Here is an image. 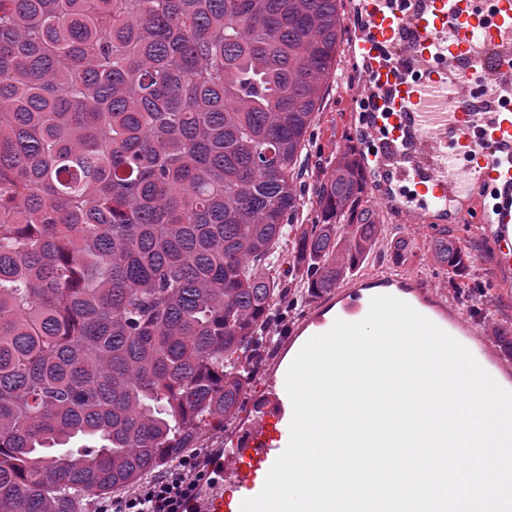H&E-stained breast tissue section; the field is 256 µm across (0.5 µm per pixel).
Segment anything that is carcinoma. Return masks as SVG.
Wrapping results in <instances>:
<instances>
[{"label":"carcinoma","mask_w":512,"mask_h":512,"mask_svg":"<svg viewBox=\"0 0 512 512\" xmlns=\"http://www.w3.org/2000/svg\"><path fill=\"white\" fill-rule=\"evenodd\" d=\"M340 2L0 0V512H90L196 448L278 308L370 254L347 153L295 222Z\"/></svg>","instance_id":"1"}]
</instances>
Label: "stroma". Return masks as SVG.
I'll return each instance as SVG.
<instances>
[{"label":"stroma","mask_w":512,"mask_h":512,"mask_svg":"<svg viewBox=\"0 0 512 512\" xmlns=\"http://www.w3.org/2000/svg\"><path fill=\"white\" fill-rule=\"evenodd\" d=\"M359 0H342L339 11L348 37L339 47L336 74L330 80L319 117L310 131L309 144L303 152L304 184H313L320 174L329 172L338 153L352 152L363 168L364 192L361 205L374 212L381 230L378 241L361 268L362 273L378 272L416 276L455 299L453 285L463 291H475L473 301L461 304V311L483 330L492 323L512 322V301L503 298L504 289H512V272L500 271L495 259V245L481 222L480 207L472 202L461 206L458 216H423L416 224L408 223L404 212L385 204L378 178L367 158V134L358 120L364 106L361 92L365 85V65L351 49L359 27L356 6ZM448 228L458 244L472 258L464 276L449 284L445 266L431 254V240L438 228Z\"/></svg>","instance_id":"1"}]
</instances>
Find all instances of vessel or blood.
I'll return each instance as SVG.
<instances>
[{"label": "vessel or blood", "instance_id": "vessel-or-blood-1", "mask_svg": "<svg viewBox=\"0 0 512 512\" xmlns=\"http://www.w3.org/2000/svg\"><path fill=\"white\" fill-rule=\"evenodd\" d=\"M364 33L357 48L370 64L367 109L388 126L374 156L380 172L414 179L421 210L442 212L472 186L496 197L485 223L500 269H512V0H361ZM484 50L491 69L468 68ZM390 295L459 341L503 389L512 391V359L490 352L475 322L419 278L373 275L336 289L293 328L250 414L227 437L215 465L219 480L188 512H242L262 490L288 445L293 407L286 374L304 344L336 320L361 321L373 297Z\"/></svg>", "mask_w": 512, "mask_h": 512}]
</instances>
